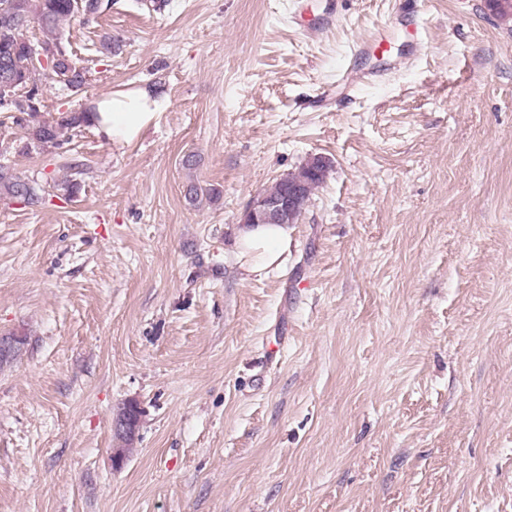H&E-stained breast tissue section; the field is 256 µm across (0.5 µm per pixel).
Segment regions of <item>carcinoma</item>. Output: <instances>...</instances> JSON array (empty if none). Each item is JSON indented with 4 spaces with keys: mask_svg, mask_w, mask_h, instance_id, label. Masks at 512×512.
<instances>
[{
    "mask_svg": "<svg viewBox=\"0 0 512 512\" xmlns=\"http://www.w3.org/2000/svg\"><path fill=\"white\" fill-rule=\"evenodd\" d=\"M25 17L15 25L6 27L0 24V62L15 59L22 63L19 74L20 86L26 90L28 106L19 110L13 117V123L26 129L28 144L40 147L61 146L60 137L65 131H74L88 125L86 111H66L59 113L54 122L38 119L42 107V92L34 82L36 67L47 66V78L57 80L77 93L86 84L87 71L72 59L66 46L54 36L61 24L76 17L90 20L109 10L107 3L97 7V0H84L83 10L73 7L74 0H20ZM36 22L53 37L41 42L28 39L26 32L31 23ZM328 170L321 174L312 173L311 166L303 164L295 172L276 180L264 193L271 197L280 195L286 183L300 184L303 195L310 197L327 176ZM0 197L26 202L30 207L42 204V189L37 183L21 178L13 168L0 163Z\"/></svg>",
    "mask_w": 512,
    "mask_h": 512,
    "instance_id": "1",
    "label": "carcinoma"
}]
</instances>
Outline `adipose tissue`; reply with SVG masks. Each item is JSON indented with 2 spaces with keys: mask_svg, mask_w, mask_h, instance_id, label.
<instances>
[{
  "mask_svg": "<svg viewBox=\"0 0 512 512\" xmlns=\"http://www.w3.org/2000/svg\"><path fill=\"white\" fill-rule=\"evenodd\" d=\"M167 101L147 89L115 92L94 100L88 119L114 145L136 140L153 122ZM291 230L285 224H244L237 231V262L248 274L280 267L288 251Z\"/></svg>",
  "mask_w": 512,
  "mask_h": 512,
  "instance_id": "adipose-tissue-1",
  "label": "adipose tissue"
}]
</instances>
